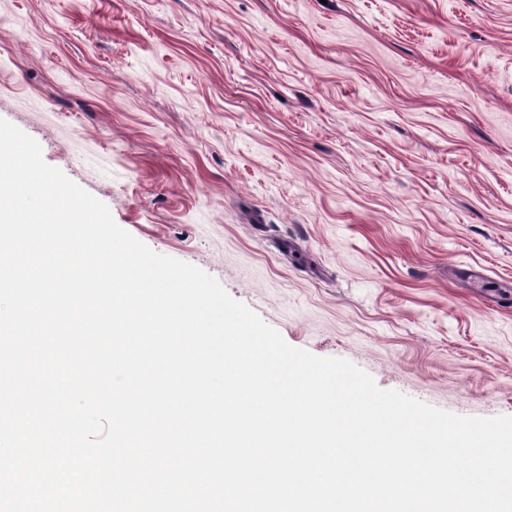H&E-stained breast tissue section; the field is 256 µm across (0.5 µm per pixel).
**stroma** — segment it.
<instances>
[{
	"instance_id": "35a3bbf8",
	"label": "stroma",
	"mask_w": 512,
	"mask_h": 512,
	"mask_svg": "<svg viewBox=\"0 0 512 512\" xmlns=\"http://www.w3.org/2000/svg\"><path fill=\"white\" fill-rule=\"evenodd\" d=\"M0 118L291 346L512 416V0H0Z\"/></svg>"
}]
</instances>
